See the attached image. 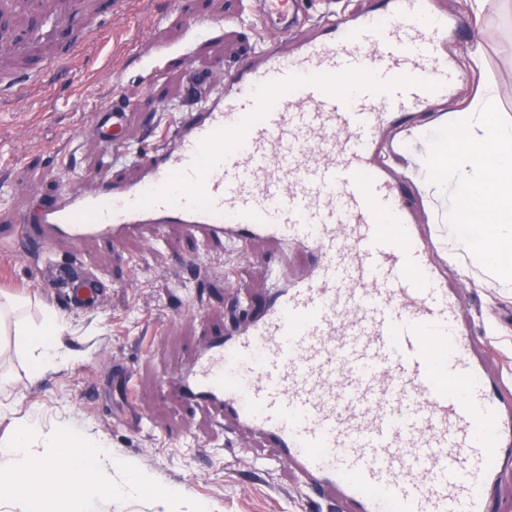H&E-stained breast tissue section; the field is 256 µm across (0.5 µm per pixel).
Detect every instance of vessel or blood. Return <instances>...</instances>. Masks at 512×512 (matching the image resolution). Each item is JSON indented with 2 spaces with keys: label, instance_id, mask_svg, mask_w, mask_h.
Masks as SVG:
<instances>
[{
  "label": "vessel or blood",
  "instance_id": "b4317fda",
  "mask_svg": "<svg viewBox=\"0 0 512 512\" xmlns=\"http://www.w3.org/2000/svg\"><path fill=\"white\" fill-rule=\"evenodd\" d=\"M76 27L84 0L33 16L0 52L58 69L99 41ZM262 20L294 27L301 0H256ZM457 25L435 0H384L334 18L301 45L258 46L219 88L166 131L125 178L59 193L17 230L31 249L120 244L178 227L227 243L263 239L311 248L301 280L270 271L268 301L210 337L166 383L272 441L310 485L353 512H488L512 460V424L487 398L454 303L438 281L389 173L374 162L393 112L453 98L463 76L440 46ZM123 104L92 115L102 146L124 132ZM69 306L98 298L76 269L50 273Z\"/></svg>",
  "mask_w": 512,
  "mask_h": 512
}]
</instances>
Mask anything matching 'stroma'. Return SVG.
<instances>
[{
    "label": "stroma",
    "instance_id": "obj_1",
    "mask_svg": "<svg viewBox=\"0 0 512 512\" xmlns=\"http://www.w3.org/2000/svg\"><path fill=\"white\" fill-rule=\"evenodd\" d=\"M439 6L462 20L443 51L463 82L453 99L398 114L403 145L380 151L378 160L401 187L418 238L455 300L489 396L512 416V292L480 287L481 270L466 278L449 267V192L436 186L427 195L420 188L429 174L427 136L438 115L480 111L489 97L512 121V0H489L479 11L471 0H439ZM313 29L307 12L287 32L263 23L254 0H130L126 20L113 24L98 50L48 74L34 96L0 106V300H25L0 324V439L35 413L44 429L71 425L106 439L116 456L164 488L184 490L208 512H350L309 487L262 436L237 433L207 407L186 406L163 390L205 336L239 320L265 295L271 266L303 278L310 249L281 251L259 241L218 245L172 230L119 246L100 240L48 254L24 249L14 231L16 214L34 213L68 189L93 192L95 172L120 174L141 162L150 146L147 128L163 134L168 122L218 87L214 58L229 66L250 46L297 45ZM115 97L131 105L128 128L105 149L85 128ZM51 262L92 272L100 282L98 301L67 308L41 276ZM47 307L65 320L59 344L71 360L35 377L29 357L14 347V321L40 325ZM490 317L502 335H488ZM116 364L133 375L130 398L91 404V391L111 382ZM129 399L139 424L126 417Z\"/></svg>",
    "mask_w": 512,
    "mask_h": 512
}]
</instances>
